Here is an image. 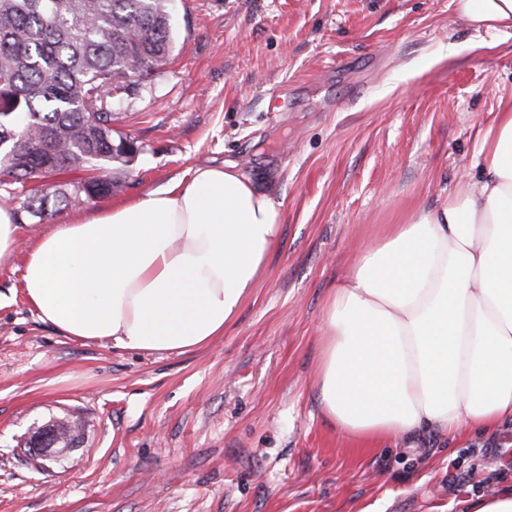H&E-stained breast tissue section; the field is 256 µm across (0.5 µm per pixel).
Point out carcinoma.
Returning <instances> with one entry per match:
<instances>
[{"instance_id":"carcinoma-1","label":"carcinoma","mask_w":512,"mask_h":512,"mask_svg":"<svg viewBox=\"0 0 512 512\" xmlns=\"http://www.w3.org/2000/svg\"><path fill=\"white\" fill-rule=\"evenodd\" d=\"M168 0H0V171L25 187L50 163L90 167L73 186H34L24 216L40 221L112 194L134 142L115 137L114 95L132 92L172 55Z\"/></svg>"}]
</instances>
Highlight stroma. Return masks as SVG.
<instances>
[{"label":"stroma","instance_id":"1","mask_svg":"<svg viewBox=\"0 0 512 512\" xmlns=\"http://www.w3.org/2000/svg\"><path fill=\"white\" fill-rule=\"evenodd\" d=\"M170 61L123 96L114 132L140 153L110 196L22 244L233 161L262 176L280 236L204 348L80 342L0 266V512H465L512 487V425L355 443L314 395L324 303L386 225L479 178L482 132L512 101V27L453 0H174ZM82 444L41 471L24 442L55 420Z\"/></svg>","mask_w":512,"mask_h":512}]
</instances>
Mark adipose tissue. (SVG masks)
I'll return each mask as SVG.
<instances>
[{
    "label": "adipose tissue",
    "mask_w": 512,
    "mask_h": 512,
    "mask_svg": "<svg viewBox=\"0 0 512 512\" xmlns=\"http://www.w3.org/2000/svg\"><path fill=\"white\" fill-rule=\"evenodd\" d=\"M489 28L512 0H455ZM484 175L387 225L324 304L316 402L349 438L410 442L512 424V103L481 137ZM280 211L235 163L55 225L21 286L63 336L186 352L223 335L275 246Z\"/></svg>",
    "instance_id": "obj_1"
}]
</instances>
